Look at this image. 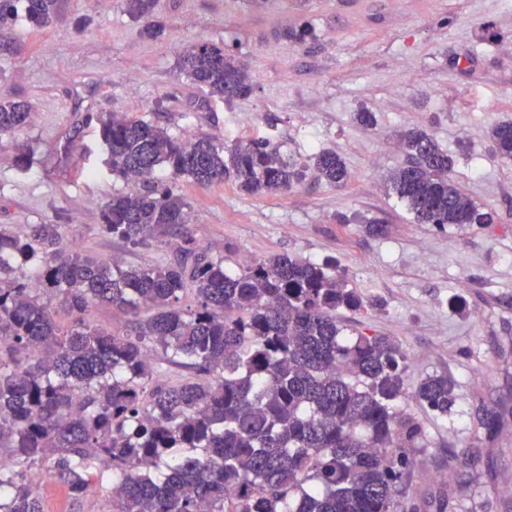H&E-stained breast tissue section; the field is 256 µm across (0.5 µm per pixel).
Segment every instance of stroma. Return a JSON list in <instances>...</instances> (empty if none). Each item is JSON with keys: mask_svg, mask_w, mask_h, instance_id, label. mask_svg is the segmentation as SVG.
<instances>
[{"mask_svg": "<svg viewBox=\"0 0 512 512\" xmlns=\"http://www.w3.org/2000/svg\"><path fill=\"white\" fill-rule=\"evenodd\" d=\"M166 26L148 38L123 0H58L52 24L17 17L0 30V100L25 102L29 125L0 135V224H58L68 246L132 265L173 258L184 241L223 256L336 258L349 287L374 307L342 312L349 328L396 340L406 383L454 380L448 414L413 397L400 409L424 428L397 512H512V162L485 132L512 123V0H154ZM307 25L297 44L285 28ZM195 42L228 46L253 74L250 96H210L181 73ZM371 112L364 127L356 113ZM153 121L174 136L227 144L268 140L309 162L336 149L349 182L307 180L263 198L232 180L201 186L163 174L190 223L166 243L132 247L102 232L101 208L127 192L105 165L101 118ZM423 128L448 151L453 177L491 224L443 230L416 223L385 186L404 156L399 135ZM380 220L387 235L365 227ZM95 462L88 495L58 479L35 486L43 512H112V485Z\"/></svg>", "mask_w": 512, "mask_h": 512, "instance_id": "stroma-1", "label": "stroma"}]
</instances>
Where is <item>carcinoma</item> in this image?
I'll return each mask as SVG.
<instances>
[{"label":"carcinoma","mask_w":512,"mask_h":512,"mask_svg":"<svg viewBox=\"0 0 512 512\" xmlns=\"http://www.w3.org/2000/svg\"><path fill=\"white\" fill-rule=\"evenodd\" d=\"M124 10L147 18L153 4L124 0ZM56 11L57 0H25L36 27ZM179 69L226 101L253 91L249 67L225 47L195 43ZM30 119L24 103L0 100L1 135ZM487 136L511 161L512 125ZM101 138L106 164L131 185L104 204L101 229L134 246L189 223L188 203L157 182L162 169L203 186L231 177L253 196L306 179V167L270 142L185 139L115 114ZM401 142L406 159L386 188L417 223H492L433 135L410 129ZM314 171L330 185L349 180L334 149L315 154ZM15 263L34 266L35 281L5 277ZM189 292L195 306L186 309ZM98 304L129 314L127 328L87 322ZM59 305L78 314L66 329ZM370 306L334 259L276 253L228 269L187 242L169 264L124 265L69 249L58 224L0 227V512H41L32 469L85 496L94 459L112 470L116 512H396L422 426L397 406L406 394L399 344L343 335L338 311ZM174 368L195 377L174 383ZM454 389L447 375H428L413 397L446 414Z\"/></svg>","instance_id":"carcinoma-1"}]
</instances>
